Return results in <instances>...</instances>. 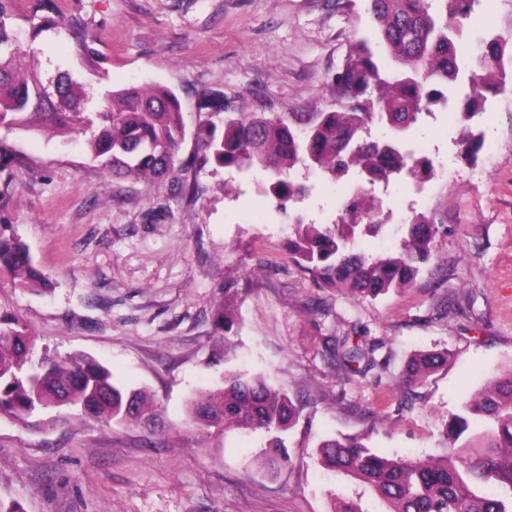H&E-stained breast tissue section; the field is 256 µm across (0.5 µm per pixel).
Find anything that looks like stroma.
I'll use <instances>...</instances> for the list:
<instances>
[{
    "label": "stroma",
    "instance_id": "35a3bbf8",
    "mask_svg": "<svg viewBox=\"0 0 512 512\" xmlns=\"http://www.w3.org/2000/svg\"><path fill=\"white\" fill-rule=\"evenodd\" d=\"M60 17L98 33L93 70L71 56L66 29L33 35L43 77L70 71L90 103L103 91L165 85L179 96L186 138L174 175L112 178L81 143L13 134L28 155L0 196V225L28 244L52 283L43 293L0 282V314L34 333L32 361L84 353L120 381L148 391L159 430L82 414L47 430L0 418V503L24 512H332L335 502L386 512L366 486L329 476L315 459L326 436H362L385 456L446 450L444 423L487 376L512 370V90L489 98L477 166L461 162L456 113L436 112L415 138L438 177L393 187L383 230L359 247L394 248L415 213L438 226L431 260L412 287L353 300L288 255L290 225L236 170L208 159L224 113L324 112L332 80L370 32L366 0H54ZM345 182L316 183L306 222L329 224ZM231 312L226 333L215 312ZM341 343L377 344L379 368H336ZM449 350L448 364L404 401L393 388L418 350ZM264 375L301 418L291 462L260 466L256 434L188 424L192 396L225 371Z\"/></svg>",
    "mask_w": 512,
    "mask_h": 512
}]
</instances>
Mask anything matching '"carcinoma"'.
Wrapping results in <instances>:
<instances>
[{
    "instance_id": "cac0c4a2",
    "label": "carcinoma",
    "mask_w": 512,
    "mask_h": 512,
    "mask_svg": "<svg viewBox=\"0 0 512 512\" xmlns=\"http://www.w3.org/2000/svg\"><path fill=\"white\" fill-rule=\"evenodd\" d=\"M372 22L369 37L353 44L334 82L341 95L328 112H230L224 136L210 137L216 165L247 176L267 172L261 192L294 225L290 257L331 288L358 298L375 299L409 287L420 265L432 256L437 225L415 213L399 249L371 255L355 250L356 234L383 228L374 186L404 174L431 178L429 161L411 148L412 132L433 107L459 111L464 129L457 141L461 161L474 166L484 133L474 119L483 112L485 93L497 94L512 82V34L476 37L479 52L458 50L479 0H367ZM11 0H0V130L49 132L56 137H86L87 147L115 178L154 179L175 170L186 128L182 104L165 86H130L105 94L99 110L85 112L77 82L63 71L48 81L38 68L22 64L36 50L24 45L12 26ZM72 51L95 64L97 36L78 20L68 26ZM392 62L381 68L376 53ZM56 85L58 99L46 104L41 91ZM27 163L0 138V173ZM304 170L318 180H354L357 192L344 204V216L332 224H306L293 209L309 191ZM44 289L49 280L20 237L0 232V279ZM33 336L12 315H0V415L27 428L55 426L67 410L79 409L101 422L149 425L157 407L141 389L114 379L112 371L82 354L45 356L30 363ZM376 346L337 348L342 367L366 362L375 366ZM448 362V352L419 351L401 370L396 384L403 393L423 384ZM188 420L224 433L248 430L267 437L263 463L288 466L284 434L295 426L299 409L284 391L257 374L224 373V382L192 398ZM466 442L459 451L426 459L388 458L373 452L359 437L325 438L316 449L325 469L350 476L387 504L388 512H512V371L492 378L466 398L446 424L445 436Z\"/></svg>"
}]
</instances>
